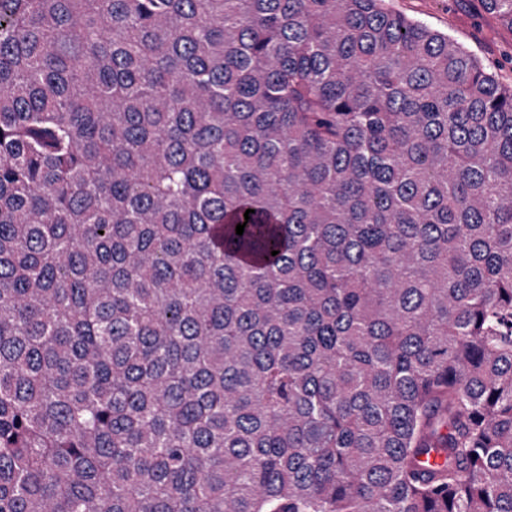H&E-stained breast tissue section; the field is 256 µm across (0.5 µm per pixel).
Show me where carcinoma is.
I'll return each mask as SVG.
<instances>
[{
	"mask_svg": "<svg viewBox=\"0 0 512 512\" xmlns=\"http://www.w3.org/2000/svg\"><path fill=\"white\" fill-rule=\"evenodd\" d=\"M0 512H512V83L387 0H0Z\"/></svg>",
	"mask_w": 512,
	"mask_h": 512,
	"instance_id": "carcinoma-1",
	"label": "carcinoma"
}]
</instances>
